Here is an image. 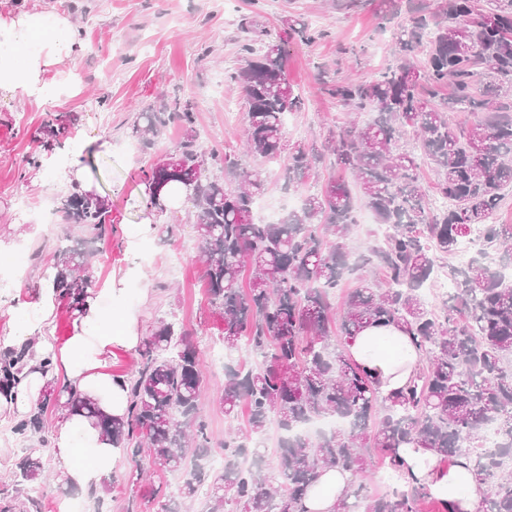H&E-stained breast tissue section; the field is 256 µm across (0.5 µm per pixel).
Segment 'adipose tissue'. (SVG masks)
Masks as SVG:
<instances>
[{
    "instance_id": "adipose-tissue-1",
    "label": "adipose tissue",
    "mask_w": 512,
    "mask_h": 512,
    "mask_svg": "<svg viewBox=\"0 0 512 512\" xmlns=\"http://www.w3.org/2000/svg\"><path fill=\"white\" fill-rule=\"evenodd\" d=\"M42 17L21 11L0 17V90L23 89L37 100L69 93L63 75H51V68L74 58L79 47L70 35L72 24L63 16L53 20L54 34H42ZM56 290L45 280L38 301L16 319L8 347L26 343L49 322L56 309ZM142 341L137 315L123 304L119 288L89 290L77 311L73 329L52 356L51 369L39 358L29 360L20 382L0 394V409L16 416L33 415L48 380L57 378L75 387L82 396L94 400L108 416H123L127 408V384L112 373L115 349L133 350ZM347 355L374 380L381 396L404 390L415 376L419 353L409 334L396 324H372L360 329L347 346ZM407 480L426 486L443 512H479L486 494L485 485L473 474V463L461 457L443 463L427 448L401 447L395 451ZM54 463L73 488L97 490L111 475L115 450L102 437L93 419L79 413L65 414L53 435ZM353 481L350 472L321 470L303 500L304 512H338L344 492Z\"/></svg>"
}]
</instances>
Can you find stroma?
<instances>
[{"instance_id": "stroma-1", "label": "stroma", "mask_w": 512, "mask_h": 512, "mask_svg": "<svg viewBox=\"0 0 512 512\" xmlns=\"http://www.w3.org/2000/svg\"><path fill=\"white\" fill-rule=\"evenodd\" d=\"M59 14L70 19L83 50L72 73L78 93L60 99L34 100L22 90L0 94V239L24 247L30 256L21 283L0 293V341L14 332V316L38 299L41 281L52 272L57 249L76 244L80 234L69 224H58L56 234L43 236L38 212L21 214L19 195L38 200L46 190L62 194L70 180L50 167L22 175L24 161L44 156L42 122L46 114L75 120L76 139L85 144L83 158L96 169L86 178L112 203V234L93 244L94 287L113 281L125 289L127 303L139 312L141 335L163 317L175 321L205 357L207 396L200 416L213 444L224 439L227 422L218 399L224 368L209 360L211 347L221 345L224 321L209 304L201 253L189 228V207L179 204L163 219L181 225L169 237L156 230V217L143 203L142 171L157 156L173 150L182 138L178 122L169 123L150 149H143L132 133L140 112L159 109L173 99L193 101L197 128L206 148L224 150L243 166H262L265 172L261 200L286 211L306 197L319 194L334 178L351 180L349 170L333 155H323L308 176L289 179L288 160L257 163L241 144L245 111L227 117L226 101L242 102L239 89L228 86L224 74L243 64L242 45L249 27L279 33L286 18L303 20L322 30L313 43L288 42V79L303 102L289 113L285 126L288 144L321 147L330 133L339 132L350 117L326 90L325 79L356 76L372 79L398 58L397 35L410 24L408 8L390 10L386 0H0V16L18 11ZM149 235L138 236L141 225ZM137 277H127L130 265ZM131 466L117 459L113 476L101 490L84 493L63 490L55 481L41 488V512H58L61 499H78L82 512L104 505L106 512H126L138 503L139 512H161L165 493L176 491L173 474L158 472L139 483L129 478Z\"/></svg>"}]
</instances>
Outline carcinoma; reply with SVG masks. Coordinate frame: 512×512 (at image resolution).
<instances>
[{
  "label": "carcinoma",
  "instance_id": "obj_1",
  "mask_svg": "<svg viewBox=\"0 0 512 512\" xmlns=\"http://www.w3.org/2000/svg\"><path fill=\"white\" fill-rule=\"evenodd\" d=\"M266 35L256 31L242 45L245 66L228 72L227 82L239 88L247 105V150L267 161L288 151V174L301 179L317 155L300 143L285 148V115L303 102L288 82L284 60L289 38L311 43L320 32L291 21L284 35ZM425 36L426 58L418 65L410 53ZM397 43L399 61L374 80L325 81L328 93L349 110L373 114L368 123L353 122L324 144L356 177L361 196L354 197L346 182L332 181L321 196L304 199L276 224L253 218L263 170H240L230 156L203 149L191 101L176 99L168 112H143L134 124L133 133L150 145L170 120L179 122V145L143 171L146 206L162 213L167 195L182 192L201 241L209 302L224 319V351L232 355L245 347L262 358L256 367L224 365V417L236 421L244 406L249 417L246 428L229 431L220 448L226 457L245 451L273 420L285 432L275 459L261 455L248 469L213 476L196 470L178 496L164 501L162 512H183V500L196 498L206 481L208 512H301L320 469L361 476L372 448L397 482L376 496L352 485L341 512H421L429 491L398 473L391 451L402 445L430 448L446 463L472 459L476 479L486 486L480 512H512V468L500 462L512 457V281L475 261L449 271L454 291L440 311L422 295L439 261L455 254L475 229L482 232L484 251H512V225L491 223L502 190L512 187V0L491 6L444 0L435 13L418 8ZM444 88L451 93L435 101ZM457 112H472L476 119L455 129L449 119ZM70 125L64 115H47L45 147L52 148ZM417 148L433 164L436 192L447 200L441 209H433L419 184ZM362 207L388 234L354 264L380 270L382 281L351 291L338 315L331 297L350 270L346 240ZM58 212L87 239L112 233L111 204L100 194L69 191L59 197ZM91 255L67 248L55 255L58 297L76 307L92 286L85 274ZM373 322L405 327L420 353L416 381L388 400L345 348ZM27 353L25 347L0 354L3 382L20 380ZM127 382L126 414L111 418L53 379L40 415L15 422L12 433L25 442L37 434L45 447L41 414L48 407L83 412L135 466L138 480L145 458L158 471H175L189 454H210L207 426L197 416L205 387L201 360L175 323L156 321ZM336 418L348 420L350 428L291 434L311 421ZM488 423L502 435L494 454L485 450ZM39 452L22 449L13 482L41 486ZM0 512L40 508L36 499L20 501L2 487Z\"/></svg>",
  "mask_w": 512,
  "mask_h": 512
}]
</instances>
